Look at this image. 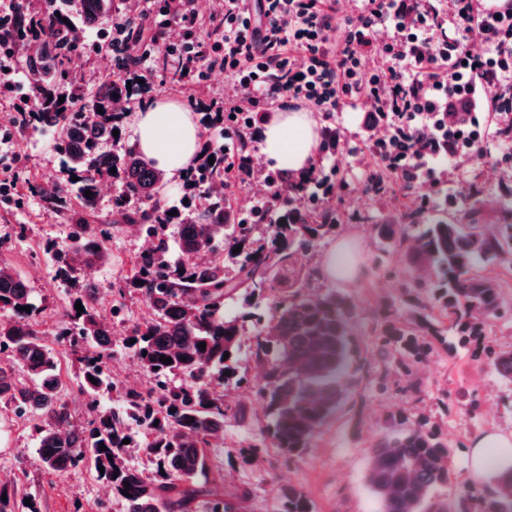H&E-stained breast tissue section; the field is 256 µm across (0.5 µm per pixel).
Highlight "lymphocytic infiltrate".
Returning a JSON list of instances; mask_svg holds the SVG:
<instances>
[{
    "label": "lymphocytic infiltrate",
    "mask_w": 512,
    "mask_h": 512,
    "mask_svg": "<svg viewBox=\"0 0 512 512\" xmlns=\"http://www.w3.org/2000/svg\"><path fill=\"white\" fill-rule=\"evenodd\" d=\"M224 0L200 21L198 0H143L158 9L153 38L185 26V58L219 66L237 89L225 100L224 154L255 134L272 109L331 117L367 104L383 130L374 186L397 174L436 193L444 163L484 157L486 118L508 115L512 142V0Z\"/></svg>",
    "instance_id": "lymphocytic-infiltrate-1"
}]
</instances>
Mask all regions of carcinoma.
Returning <instances> with one entry per match:
<instances>
[{"label": "carcinoma", "instance_id": "carcinoma-1", "mask_svg": "<svg viewBox=\"0 0 512 512\" xmlns=\"http://www.w3.org/2000/svg\"><path fill=\"white\" fill-rule=\"evenodd\" d=\"M114 0H73L72 11L57 0H15L7 28L22 53L31 89L29 104L5 124V135L23 133L30 125L56 133L54 148L64 158L69 178L64 184L27 182L43 201L69 211V243L50 242L44 252L56 266V276L70 281L63 309L68 325L62 332L64 352L48 345L34 330L39 313L32 289L18 270L0 263V399L14 404L18 415L31 423L43 467L48 472L88 470L112 490L123 512H240L245 491H224L223 478L211 471L209 449L224 431V420L245 418V408L224 401V383L238 375L226 364L224 353L239 350L242 323L254 321L258 331L249 358L258 371V393L269 423L263 431L278 448L282 467L294 465L309 448L316 431L335 412L343 397L341 373L351 354L350 306L332 288L307 291L320 278L312 265L297 268L292 259L307 254L315 243L336 228V211L312 195H300L299 204L280 213L273 223L270 245L252 247L257 218L234 207L211 187L225 185L238 160L227 161L214 151L187 176L182 210L174 215L157 201L162 174L133 150L107 153L102 142L113 138L123 113L114 105L133 99L136 86H127L126 74L140 66L138 43L116 58L122 76L89 93L86 112H69L59 102V85L66 77L65 59L78 49L84 29L101 25L112 15ZM155 63L174 84L183 82V68L166 57ZM116 172H111V169ZM78 180H73V177ZM106 177L120 183L112 212L121 224H134L151 247L136 260L126 288L112 300L113 317L124 311L125 290L140 292L150 311L136 325L131 343L141 366L156 380L143 393L112 376V320L98 308L96 289L79 284L78 273L107 257V234L90 223L95 216L98 186ZM92 195L85 196V191ZM135 198L143 206L130 209ZM179 226L178 245L184 257L174 262L161 228ZM231 238L241 251L232 255L237 275L226 273V261L216 243ZM392 245L435 275L426 289L414 295L421 310L414 325L438 336L436 318L425 313L428 293L448 319V329L465 345L479 335L480 319L505 311L502 290L483 275L488 265H512V224L488 230L481 224H463L438 216L415 225L412 235L401 232ZM242 299L245 311L224 314L230 300ZM84 312L77 313L76 303ZM30 307L25 312L22 307ZM405 329L387 324L381 347H393ZM206 343L201 349L198 344ZM486 358L503 380L512 383V346L486 345ZM74 356L78 372L73 382L62 378L64 358ZM172 359L165 364L161 356ZM181 376L176 386L171 379ZM86 401V418L73 419L68 390ZM112 392L123 399L117 412L101 405ZM144 435L146 464L128 463L126 451L138 446L134 431ZM130 443L125 444L123 440ZM106 450H101L99 444ZM448 441L422 422L390 419V431L370 450L365 478L380 504V512H512V475L495 478L481 490H466L453 501H437L434 491L448 483ZM128 495H123V492ZM287 512H312L304 493L288 488Z\"/></svg>", "mask_w": 512, "mask_h": 512}]
</instances>
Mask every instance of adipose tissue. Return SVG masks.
I'll list each match as a JSON object with an SVG mask.
<instances>
[{
    "label": "adipose tissue",
    "instance_id": "adipose-tissue-1",
    "mask_svg": "<svg viewBox=\"0 0 512 512\" xmlns=\"http://www.w3.org/2000/svg\"><path fill=\"white\" fill-rule=\"evenodd\" d=\"M319 143L318 121L304 110L270 113L260 125L259 152L266 162L286 166L293 175H301L315 163ZM200 130L195 116L178 99L163 98L138 112L134 119L131 148L152 161L165 180L183 175L196 159ZM359 263L355 238L341 237L333 244L320 265L323 279L352 285ZM505 448L507 459L492 461L487 451ZM512 468V434L488 432L470 441L469 471L473 481L481 482L494 471Z\"/></svg>",
    "mask_w": 512,
    "mask_h": 512
}]
</instances>
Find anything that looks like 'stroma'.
<instances>
[{
    "instance_id": "obj_1",
    "label": "stroma",
    "mask_w": 512,
    "mask_h": 512,
    "mask_svg": "<svg viewBox=\"0 0 512 512\" xmlns=\"http://www.w3.org/2000/svg\"><path fill=\"white\" fill-rule=\"evenodd\" d=\"M115 67L111 52L104 49V36L93 28L86 33V49L79 60L70 62L69 77L77 91V106H84L86 91L108 81ZM233 87L220 69L194 75L179 85L169 83L162 72L151 80L149 98H179L191 111L201 104L219 109L232 95ZM363 113L339 112L333 124L340 128L344 144L341 152L324 155V170H335L343 189L330 203L339 215L334 233L317 242L314 252L324 257L339 237L352 235L361 243V269L353 285L342 286L351 307L349 329L353 341L351 357L342 374L344 398L336 412L315 433L305 457L289 468H277L272 460L278 450L272 443H260V433L268 418L256 394L257 376L248 352L257 328L245 323L236 357L239 373L246 379L227 387L230 401L241 403L246 416L224 424L217 448L209 453L210 466L224 473L230 489L251 493L246 512H283L289 487L301 488L314 512H379V504L365 481L367 456L385 433L392 415L409 422L428 421L447 437L452 447L448 484L439 489L442 497H452L472 488L469 478L468 448L472 437L499 430L512 432V384L477 356V346L512 343V309L485 318L481 336L473 346L463 348L439 337L426 339L421 361L400 364L382 356L376 338L385 316L404 322L413 318L412 301L406 287L424 284L427 275L405 253L392 251L380 235L384 224L404 228L425 224L441 208L466 213L471 208L462 191L479 188L484 192L477 219L480 223H500L499 197L512 191V160L503 161L506 149L495 135V123H488V150L484 161L457 160L447 170V188L430 202H420L418 188L393 182L383 190L366 188L372 159L365 139ZM55 134L34 129L24 137L0 143V180L21 191L20 206H0V263L13 265L33 290V299L42 312L36 318L38 336L55 341L62 328L58 313L68 285L57 278L53 261L43 251L46 242L67 240L70 227L64 212L47 206L38 194L25 191V181L48 183L68 177L54 149ZM108 193L99 197L96 213L100 224L112 226L105 261L90 265L81 281L93 284L102 307H109L112 293L123 287L133 263L142 251L143 238L131 226L112 225V195L116 180H107ZM456 201H449V194ZM420 383L422 392L406 393L408 381ZM0 488L7 492L36 496L41 512H98L100 502L111 504V512H122L109 488L92 474L46 473L39 462L36 440L29 423L19 417L11 404L0 401Z\"/></svg>"
}]
</instances>
